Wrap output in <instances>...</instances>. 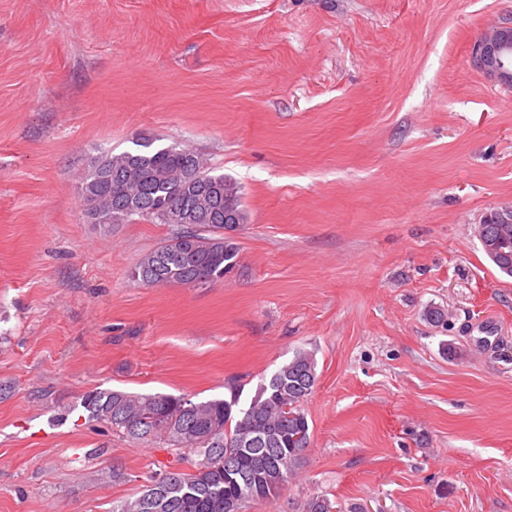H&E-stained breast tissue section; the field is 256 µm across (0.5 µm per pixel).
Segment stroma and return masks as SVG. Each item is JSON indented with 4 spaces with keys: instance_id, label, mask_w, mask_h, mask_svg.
I'll list each match as a JSON object with an SVG mask.
<instances>
[{
    "instance_id": "obj_1",
    "label": "stroma",
    "mask_w": 512,
    "mask_h": 512,
    "mask_svg": "<svg viewBox=\"0 0 512 512\" xmlns=\"http://www.w3.org/2000/svg\"><path fill=\"white\" fill-rule=\"evenodd\" d=\"M508 18L512 0H0V512H109L168 462L88 420L87 392L248 397L299 349L311 444L247 512H512V278L476 233L512 206V88L470 60ZM141 139L240 186L223 279L143 287L131 269L174 226L86 217L81 174Z\"/></svg>"
}]
</instances>
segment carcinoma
<instances>
[{"label": "carcinoma", "mask_w": 512, "mask_h": 512, "mask_svg": "<svg viewBox=\"0 0 512 512\" xmlns=\"http://www.w3.org/2000/svg\"><path fill=\"white\" fill-rule=\"evenodd\" d=\"M129 168L144 175L131 208L125 206L126 183L116 180ZM80 184L86 210L97 214L96 224L105 231L136 218L162 224V215L174 207L196 213L194 223L136 263L133 281L194 287L201 278H223L229 269L236 248L224 236V212L246 218L240 186L213 173L201 155L138 141L132 151L95 161ZM483 228L495 242L486 255L512 277V223L489 215L478 225ZM317 380L313 355L298 350L243 403L234 384L229 397L200 402L161 392H88L81 407L89 420L133 442L167 448L176 462L192 465L190 471L167 466L150 472L138 496L113 501L112 512H246L250 502H273L309 447L304 404Z\"/></svg>", "instance_id": "cac0c4a2"}]
</instances>
